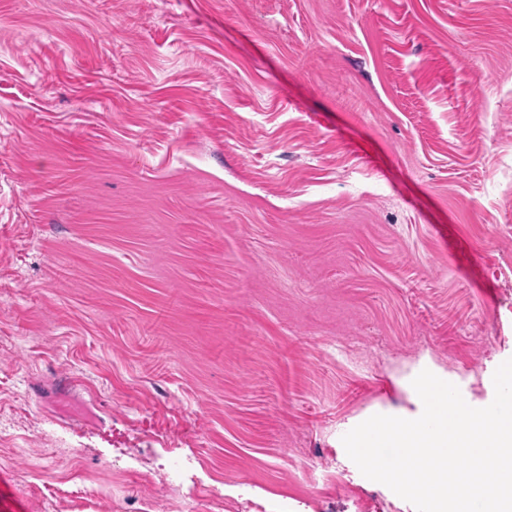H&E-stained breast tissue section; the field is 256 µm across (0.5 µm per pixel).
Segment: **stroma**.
Listing matches in <instances>:
<instances>
[{
  "label": "stroma",
  "mask_w": 512,
  "mask_h": 512,
  "mask_svg": "<svg viewBox=\"0 0 512 512\" xmlns=\"http://www.w3.org/2000/svg\"><path fill=\"white\" fill-rule=\"evenodd\" d=\"M511 358L512 0H0V512H415Z\"/></svg>",
  "instance_id": "35a3bbf8"
}]
</instances>
